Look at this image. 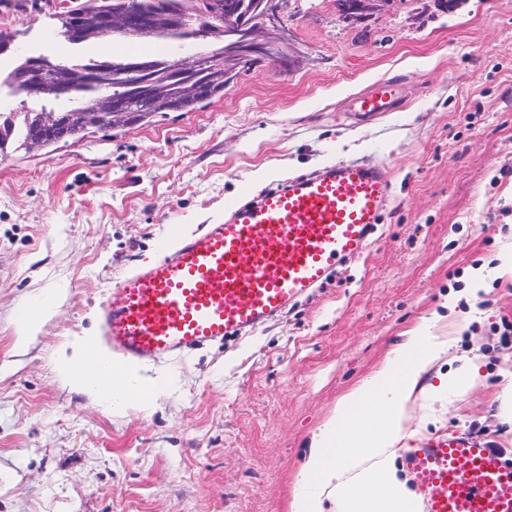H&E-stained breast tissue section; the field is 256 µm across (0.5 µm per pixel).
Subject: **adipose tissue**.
<instances>
[{
	"instance_id": "ef3b65f1",
	"label": "adipose tissue",
	"mask_w": 512,
	"mask_h": 512,
	"mask_svg": "<svg viewBox=\"0 0 512 512\" xmlns=\"http://www.w3.org/2000/svg\"><path fill=\"white\" fill-rule=\"evenodd\" d=\"M420 325L394 350L380 370L344 395L336 412L314 437L301 472L302 490L295 512H413L416 495L395 465L396 446L404 437L405 406L440 350ZM115 371L117 380L103 400L114 409L146 410L150 400L134 399L132 387L143 384L138 369L113 370L107 355L79 349L59 371L77 387L97 390L98 377Z\"/></svg>"
}]
</instances>
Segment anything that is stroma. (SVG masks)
Segmentation results:
<instances>
[{
  "instance_id": "stroma-1",
  "label": "stroma",
  "mask_w": 512,
  "mask_h": 512,
  "mask_svg": "<svg viewBox=\"0 0 512 512\" xmlns=\"http://www.w3.org/2000/svg\"><path fill=\"white\" fill-rule=\"evenodd\" d=\"M27 3L23 25L0 13L13 61L51 53L69 0ZM281 20L287 65L260 61L204 109L0 156V512H293L313 434L424 318L443 352L407 404L405 444L465 432L512 457V0H392L350 22L332 0H282ZM204 44L113 49L185 60ZM390 78L397 111L346 112ZM351 159L392 193L365 253L322 288L252 335L140 364L166 379L148 413L57 374L169 225L201 232L241 191ZM51 295L19 342L24 311ZM466 359L472 389L432 398ZM55 303L52 301L41 304L34 317H27L18 324L19 336H33L43 319L50 316L54 312Z\"/></svg>"
}]
</instances>
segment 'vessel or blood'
<instances>
[{
  "mask_svg": "<svg viewBox=\"0 0 512 512\" xmlns=\"http://www.w3.org/2000/svg\"><path fill=\"white\" fill-rule=\"evenodd\" d=\"M400 86L386 79L347 102L361 116L394 111ZM392 192L381 168L328 164L253 198L241 194L203 232L170 225L175 249L125 276L103 301L101 343L150 363L246 336L360 256ZM420 512H512V460L477 437L452 433L405 449Z\"/></svg>",
  "mask_w": 512,
  "mask_h": 512,
  "instance_id": "vessel-or-blood-1",
  "label": "vessel or blood"
}]
</instances>
